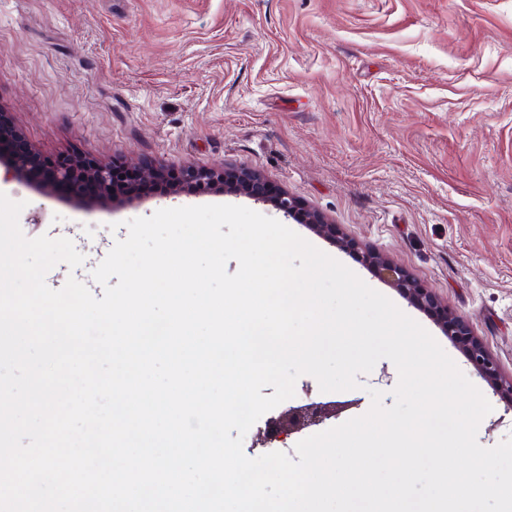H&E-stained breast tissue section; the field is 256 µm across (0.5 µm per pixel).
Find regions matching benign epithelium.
Wrapping results in <instances>:
<instances>
[{"label":"benign epithelium","instance_id":"benign-epithelium-1","mask_svg":"<svg viewBox=\"0 0 512 512\" xmlns=\"http://www.w3.org/2000/svg\"><path fill=\"white\" fill-rule=\"evenodd\" d=\"M117 166L137 172L132 194L151 193L156 180L168 183L164 194L180 195H260L276 210L306 225L311 231L336 239V225L317 210L299 202L286 191L270 186L263 175L250 169L239 171L230 179L224 174V168L216 166L183 165L178 170H167L159 166H133L121 157L110 161L88 156H77L56 167H42L39 155L27 144L15 127L10 113L0 108V167L12 172L15 177L36 183L45 190L68 187L77 181L78 175L85 178L87 191L106 204L110 199L113 170ZM377 275L388 281L393 287L411 295L425 310L435 314L441 321L446 333L453 336L466 352L471 364L483 377L512 403V377L505 378L498 361L489 353L483 343L468 329L466 324L448 314L430 290L420 288L408 277L405 271L389 258L373 252L362 255ZM355 404L348 402H311L300 407L286 409L282 418L288 423L282 424L272 439L264 436L257 443L267 446L276 440L285 443L287 436L299 427L318 426L327 419L337 416L341 410Z\"/></svg>","mask_w":512,"mask_h":512}]
</instances>
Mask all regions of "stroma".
I'll use <instances>...</instances> for the list:
<instances>
[{"label": "stroma", "instance_id": "1", "mask_svg": "<svg viewBox=\"0 0 512 512\" xmlns=\"http://www.w3.org/2000/svg\"><path fill=\"white\" fill-rule=\"evenodd\" d=\"M0 106L46 160L74 153L132 162L249 168L336 225L344 248L292 229L423 326L493 407L477 441L512 436V402L424 308L378 277L379 252L460 317L512 375V0H0ZM24 202L29 238L66 237L92 270L124 221L163 208L230 204L281 219L247 195L163 193L101 204L0 175ZM359 388L300 376L290 405L394 403L395 365Z\"/></svg>", "mask_w": 512, "mask_h": 512}]
</instances>
